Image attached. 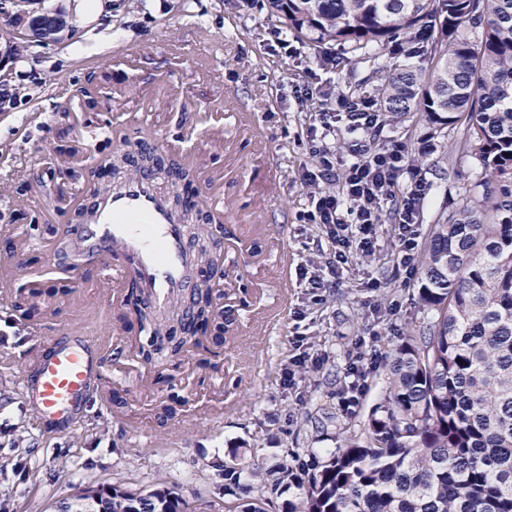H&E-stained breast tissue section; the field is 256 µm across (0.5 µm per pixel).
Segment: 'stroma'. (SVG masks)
<instances>
[{
    "label": "stroma",
    "mask_w": 512,
    "mask_h": 512,
    "mask_svg": "<svg viewBox=\"0 0 512 512\" xmlns=\"http://www.w3.org/2000/svg\"><path fill=\"white\" fill-rule=\"evenodd\" d=\"M102 24L75 26L58 42H36L0 70V225L28 232L25 274L11 283L13 306L0 308V512H54L85 488L168 487L190 508L224 512L219 465L247 445L273 458L283 448L343 447L344 423L365 415L378 388L344 410L349 361L388 352L422 322L413 293L429 229L454 209L476 170L458 143L466 127L434 131L424 117L382 115L379 145H399L401 189L427 190L410 266L400 263L392 201H384L374 255L331 268L325 228L305 223L313 195L304 183L314 161L307 130L328 97L359 86L375 96L365 65L320 59L307 43H277L279 23L266 0H107ZM147 54H140V47ZM208 71L196 69L197 59ZM166 141L165 154L189 164L192 198L223 211L224 343L215 357L196 348L173 364L146 365L134 354L141 324L127 300H113L112 274L86 263L79 280L48 274L72 264L70 205L102 178L89 154L108 157L119 136ZM285 289L270 287L280 269ZM324 278L314 304L306 275ZM44 309L24 335L18 307ZM112 324L117 339L80 415L53 427L23 397L33 341L67 329ZM309 356L295 366L299 353ZM292 368L291 384L283 371ZM224 411L214 422L211 407ZM326 409L340 426L311 417Z\"/></svg>",
    "instance_id": "stroma-1"
}]
</instances>
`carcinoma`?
Returning <instances> with one entry per match:
<instances>
[{"label": "carcinoma", "mask_w": 512, "mask_h": 512, "mask_svg": "<svg viewBox=\"0 0 512 512\" xmlns=\"http://www.w3.org/2000/svg\"><path fill=\"white\" fill-rule=\"evenodd\" d=\"M285 30L365 63L383 110L423 113L480 174L432 226L425 317L386 355L346 444L267 465L232 448L224 512H512V0H267ZM438 28L428 73L379 62ZM169 489L112 488V512H183Z\"/></svg>", "instance_id": "obj_1"}]
</instances>
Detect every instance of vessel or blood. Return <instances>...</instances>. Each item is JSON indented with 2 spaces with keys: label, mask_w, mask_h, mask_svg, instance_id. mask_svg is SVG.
Instances as JSON below:
<instances>
[{
  "label": "vessel or blood",
  "mask_w": 512,
  "mask_h": 512,
  "mask_svg": "<svg viewBox=\"0 0 512 512\" xmlns=\"http://www.w3.org/2000/svg\"><path fill=\"white\" fill-rule=\"evenodd\" d=\"M186 238L154 176L140 173L97 199L94 222L74 231L73 246L83 258L104 264L115 254L130 258L149 290L148 302L163 309L185 286L190 256ZM111 341L112 330L105 327L92 336L31 349L29 363L37 375L31 402L41 421H67L87 403L89 384L102 376L101 354Z\"/></svg>",
  "instance_id": "obj_1"
}]
</instances>
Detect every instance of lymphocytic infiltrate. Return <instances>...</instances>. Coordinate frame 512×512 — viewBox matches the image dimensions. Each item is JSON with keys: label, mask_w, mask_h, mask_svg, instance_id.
<instances>
[{"label": "lymphocytic infiltrate", "mask_w": 512, "mask_h": 512, "mask_svg": "<svg viewBox=\"0 0 512 512\" xmlns=\"http://www.w3.org/2000/svg\"><path fill=\"white\" fill-rule=\"evenodd\" d=\"M321 128L315 149L316 164L304 173L305 183L340 180L336 192H322L312 199L304 215L307 223L323 226L338 263H348L356 255L376 251L375 234L380 204L394 196L399 186L403 157L399 148L374 149L368 138L380 136L383 125L375 103L368 99L336 98L316 116ZM344 130L356 147L355 160L337 170L334 140ZM426 196V187L415 183L395 214V227L401 243L402 263H409L417 237V215Z\"/></svg>", "instance_id": "obj_1"}]
</instances>
